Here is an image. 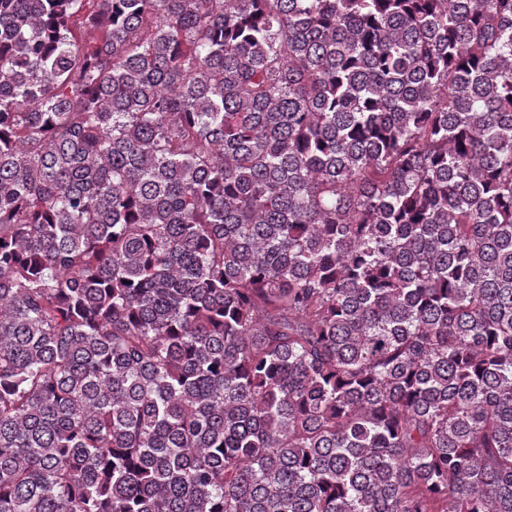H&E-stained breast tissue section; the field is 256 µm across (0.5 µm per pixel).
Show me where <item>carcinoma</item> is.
Wrapping results in <instances>:
<instances>
[{
	"label": "carcinoma",
	"mask_w": 512,
	"mask_h": 512,
	"mask_svg": "<svg viewBox=\"0 0 512 512\" xmlns=\"http://www.w3.org/2000/svg\"><path fill=\"white\" fill-rule=\"evenodd\" d=\"M0 512H512V0H0Z\"/></svg>",
	"instance_id": "cac0c4a2"
}]
</instances>
